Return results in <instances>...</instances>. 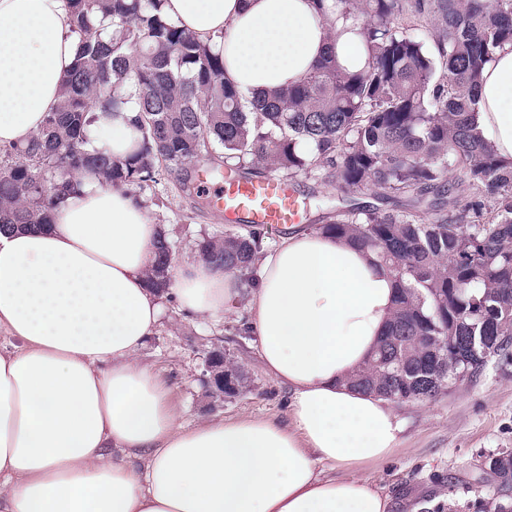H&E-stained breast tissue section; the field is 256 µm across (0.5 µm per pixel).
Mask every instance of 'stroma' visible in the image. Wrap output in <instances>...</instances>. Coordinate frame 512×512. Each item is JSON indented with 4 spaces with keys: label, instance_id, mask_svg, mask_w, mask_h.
<instances>
[{
    "label": "stroma",
    "instance_id": "obj_1",
    "mask_svg": "<svg viewBox=\"0 0 512 512\" xmlns=\"http://www.w3.org/2000/svg\"><path fill=\"white\" fill-rule=\"evenodd\" d=\"M187 180L172 175L157 184L132 186L150 208L173 245L172 264L199 257L204 241L239 231L213 207L212 191L203 187L206 163L187 170ZM297 190L307 202L303 228L326 223L345 194L334 182L299 179ZM244 312L217 321L185 316L176 301H162L160 325L140 360L159 372L173 390L181 421L195 427L208 421L245 418L283 421L287 392L266 374L255 339L243 328ZM218 349L233 359L245 376L240 394L219 401L208 394L206 356ZM401 422L400 443L385 460L364 465L380 492L392 500V512H467L465 496L448 494L449 482L474 483L488 456L512 451V356L489 357L482 371L459 382L449 394L427 403L395 405Z\"/></svg>",
    "mask_w": 512,
    "mask_h": 512
}]
</instances>
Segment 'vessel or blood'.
Segmentation results:
<instances>
[{"label": "vessel or blood", "mask_w": 512, "mask_h": 512, "mask_svg": "<svg viewBox=\"0 0 512 512\" xmlns=\"http://www.w3.org/2000/svg\"><path fill=\"white\" fill-rule=\"evenodd\" d=\"M217 204L226 216L276 229L299 223L303 199L297 191L269 176L225 182L217 196Z\"/></svg>", "instance_id": "1"}]
</instances>
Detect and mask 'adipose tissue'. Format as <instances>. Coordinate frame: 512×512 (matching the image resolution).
<instances>
[{"label":"adipose tissue","instance_id":"adipose-tissue-1","mask_svg":"<svg viewBox=\"0 0 512 512\" xmlns=\"http://www.w3.org/2000/svg\"><path fill=\"white\" fill-rule=\"evenodd\" d=\"M162 13L222 50L246 96L298 82L335 43L364 64L360 27L324 22L317 0H164ZM76 39L65 0H0V148L27 144L60 103ZM477 124L512 164V45L482 71ZM87 150L120 157L129 113L90 127ZM161 230L142 201L90 175L51 224L0 234V512H389L355 471L387 458L390 403L350 377L386 333L397 291L375 254L289 229L249 290L202 261L175 271L182 310L210 320L244 307L259 358L289 392L288 422L186 428L161 376L139 362L163 295L146 271ZM349 469L323 476L320 464Z\"/></svg>","mask_w":512,"mask_h":512}]
</instances>
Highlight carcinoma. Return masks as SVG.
Listing matches in <instances>:
<instances>
[{"label": "carcinoma", "instance_id": "carcinoma-1", "mask_svg": "<svg viewBox=\"0 0 512 512\" xmlns=\"http://www.w3.org/2000/svg\"><path fill=\"white\" fill-rule=\"evenodd\" d=\"M77 51L40 134L0 158V232L51 223L60 195L89 172L105 186L157 182L214 148L224 179L256 167L282 181L321 176L375 188L399 209L352 203L322 233L372 251L397 285L385 336L352 385L423 403L512 353V166L475 124L484 66L512 43V0H320L324 20L360 24L364 68L329 51L295 85L249 99L224 57L167 19L162 0H66ZM436 21L433 47L405 23ZM133 107L139 138L124 158L84 149L95 113ZM264 225L202 247L205 261L256 280ZM172 244L148 271L166 292ZM497 512H512V459H489Z\"/></svg>", "mask_w": 512, "mask_h": 512}]
</instances>
